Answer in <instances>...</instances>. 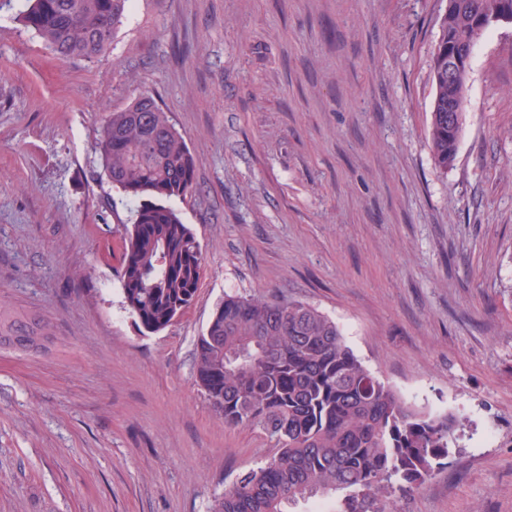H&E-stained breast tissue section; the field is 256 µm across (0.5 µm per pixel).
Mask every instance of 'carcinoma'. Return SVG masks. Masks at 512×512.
I'll return each instance as SVG.
<instances>
[{"label":"carcinoma","instance_id":"1","mask_svg":"<svg viewBox=\"0 0 512 512\" xmlns=\"http://www.w3.org/2000/svg\"><path fill=\"white\" fill-rule=\"evenodd\" d=\"M130 0H21L15 19L60 59L93 61L112 47ZM512 0H449L432 52L436 87L429 141L436 164L456 157L468 67L448 58L473 37L471 21ZM96 174L128 213L118 272L124 310L143 333L172 326L196 298L200 242L173 202L196 185L193 154L149 95L108 113L96 137ZM55 336L37 312L0 301V348L40 352ZM195 378L229 428L263 434L276 452L214 497L210 512H288L305 497L344 493L338 512H394L444 465L460 421L407 403L308 303L227 295L195 343Z\"/></svg>","mask_w":512,"mask_h":512}]
</instances>
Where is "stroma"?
Wrapping results in <instances>:
<instances>
[{
	"mask_svg": "<svg viewBox=\"0 0 512 512\" xmlns=\"http://www.w3.org/2000/svg\"><path fill=\"white\" fill-rule=\"evenodd\" d=\"M444 0H132L112 49L57 58L0 9V300L55 326L0 348V512H209L265 462L196 381L225 295L309 303L404 400L464 424L396 512H512V26L473 49L455 163L429 146ZM152 95L185 135L193 304L122 306L102 118ZM86 274L70 283L68 269Z\"/></svg>",
	"mask_w": 512,
	"mask_h": 512,
	"instance_id": "stroma-1",
	"label": "stroma"
}]
</instances>
